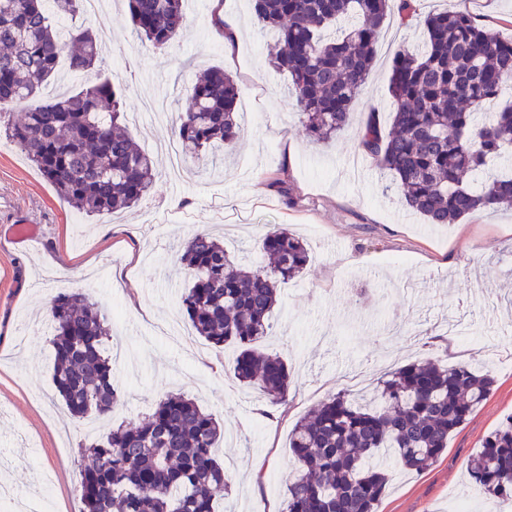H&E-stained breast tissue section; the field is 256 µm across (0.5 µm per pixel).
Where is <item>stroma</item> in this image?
Instances as JSON below:
<instances>
[{
    "instance_id": "1",
    "label": "stroma",
    "mask_w": 512,
    "mask_h": 512,
    "mask_svg": "<svg viewBox=\"0 0 512 512\" xmlns=\"http://www.w3.org/2000/svg\"><path fill=\"white\" fill-rule=\"evenodd\" d=\"M420 15L452 7L500 36H512V0H417ZM187 26L164 51L137 37L124 0L112 19L81 14L80 22L109 49L101 66L58 80L47 96L94 82L113 71L125 85L126 126L149 149L157 172L135 208L87 218L58 197L24 152L0 131V481L23 501L50 487L52 512H82L77 451L86 437L70 420L52 383L53 354L44 307L61 291L90 292L112 326L113 383L124 407L113 424L146 416L169 392L195 398L224 425L217 456L232 479L224 512H268L284 491L268 477L289 479L298 464L289 434L309 410L385 372L434 358L489 374L487 399L453 433L438 461L421 472L396 467L378 512H491L469 478V459L512 414V209L453 224L424 223L397 193H383L375 166L353 173L361 158L357 130L369 119L389 127L387 93L397 45L421 41L417 26L382 29L376 63L353 110V125L326 145L309 143L290 105V82L269 62L273 36L261 33L249 0H224L242 25L237 52L225 54L210 23L211 0H185ZM218 66L241 89V138L223 163L172 160L152 144L170 125L138 123L142 103L164 101L170 115L187 108L185 90L200 70ZM284 181L288 194L272 185ZM33 224L34 238L10 237L13 225ZM285 226L304 238L310 262L282 284L265 348L291 373L288 400L270 404L228 372L235 352L195 339L188 352L170 341V326L190 327L179 298L192 283L175 261L188 235L212 230L243 264L258 265L259 240Z\"/></svg>"
}]
</instances>
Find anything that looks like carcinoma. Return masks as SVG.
Segmentation results:
<instances>
[{"instance_id": "1", "label": "carcinoma", "mask_w": 512, "mask_h": 512, "mask_svg": "<svg viewBox=\"0 0 512 512\" xmlns=\"http://www.w3.org/2000/svg\"><path fill=\"white\" fill-rule=\"evenodd\" d=\"M83 0H0V115L24 105L4 132L58 195L88 216L138 204L155 180L152 157L120 124L123 90L108 79L52 97L40 94L61 59L81 73L102 59L91 30L63 32L51 15L76 18ZM135 32L163 50L186 23L183 0H126ZM261 29L274 35L272 66L288 75L308 138L327 143L348 126L377 54L384 25H405L415 0H252ZM512 38L451 10L429 14L423 41L392 58L390 129L369 121L360 151L390 176L404 205L429 224H452L512 207V172L492 165L512 149ZM173 136L195 160L236 143L242 116L232 74L210 67L187 90ZM265 265L234 260L207 231L179 245L193 276L181 296L196 335L234 346L233 373L272 404L287 401L288 366L262 348L271 334L278 286L309 262L306 243L285 227L259 243ZM52 382L70 416H111L121 398L112 384L110 337L98 304L80 291L48 306ZM493 379L468 367L412 362L388 371L369 400L340 392L301 418L288 447L299 474L288 481L284 512H377L396 462L424 471L491 390ZM219 420L192 398L168 394L144 419L119 425L81 449L83 512H218L230 489L215 454ZM469 476L487 496L512 503V415L470 459Z\"/></svg>"}]
</instances>
